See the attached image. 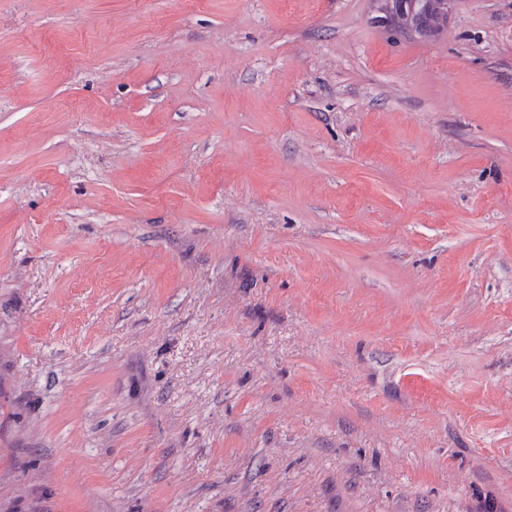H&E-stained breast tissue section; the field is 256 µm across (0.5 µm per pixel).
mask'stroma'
Wrapping results in <instances>:
<instances>
[{
	"instance_id": "stroma-1",
	"label": "stroma",
	"mask_w": 512,
	"mask_h": 512,
	"mask_svg": "<svg viewBox=\"0 0 512 512\" xmlns=\"http://www.w3.org/2000/svg\"><path fill=\"white\" fill-rule=\"evenodd\" d=\"M0 512H512V0H0Z\"/></svg>"
}]
</instances>
